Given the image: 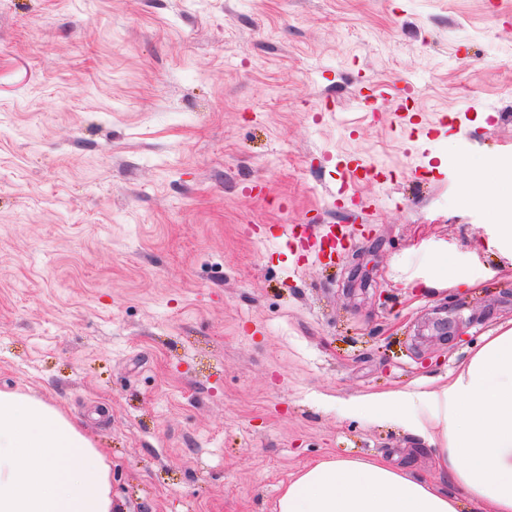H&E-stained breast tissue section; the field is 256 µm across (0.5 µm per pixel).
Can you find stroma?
I'll use <instances>...</instances> for the list:
<instances>
[{
    "mask_svg": "<svg viewBox=\"0 0 512 512\" xmlns=\"http://www.w3.org/2000/svg\"><path fill=\"white\" fill-rule=\"evenodd\" d=\"M464 156L512 160V0H0V389L80 421L120 512H276L330 456L441 482L347 402L512 320ZM428 242L480 288H406Z\"/></svg>",
    "mask_w": 512,
    "mask_h": 512,
    "instance_id": "stroma-1",
    "label": "stroma"
}]
</instances>
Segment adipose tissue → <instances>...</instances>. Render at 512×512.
<instances>
[{
	"instance_id": "adipose-tissue-1",
	"label": "adipose tissue",
	"mask_w": 512,
	"mask_h": 512,
	"mask_svg": "<svg viewBox=\"0 0 512 512\" xmlns=\"http://www.w3.org/2000/svg\"><path fill=\"white\" fill-rule=\"evenodd\" d=\"M464 196L497 210L488 245L512 256V202L486 192L483 166L467 169ZM444 257L429 251L407 287L475 288L464 259ZM364 409L423 438L456 494L384 460L330 458L288 483L278 512H460L465 500L479 512H512V321L484 336L452 377L375 392L347 407L352 415ZM0 512H117L111 465L81 425L18 391L0 390Z\"/></svg>"
}]
</instances>
